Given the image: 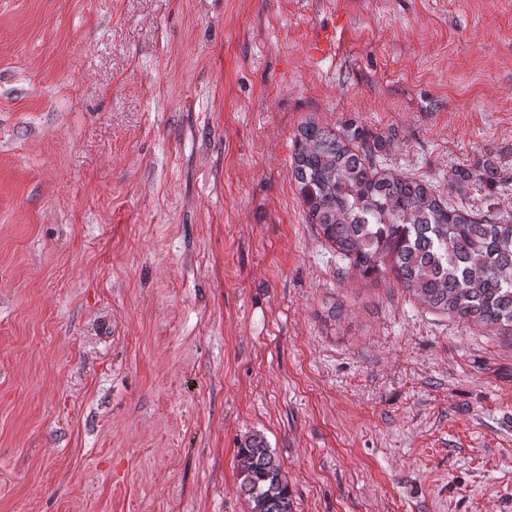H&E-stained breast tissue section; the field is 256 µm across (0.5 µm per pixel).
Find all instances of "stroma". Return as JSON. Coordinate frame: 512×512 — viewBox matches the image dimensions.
I'll list each match as a JSON object with an SVG mask.
<instances>
[{"instance_id": "stroma-1", "label": "stroma", "mask_w": 512, "mask_h": 512, "mask_svg": "<svg viewBox=\"0 0 512 512\" xmlns=\"http://www.w3.org/2000/svg\"><path fill=\"white\" fill-rule=\"evenodd\" d=\"M308 119L512 216V0H0V512H247L255 432L292 512H512V336L346 269ZM500 173L491 165L481 169L477 174L472 171L458 170L452 175V184L461 185L474 183L485 187H493L500 182Z\"/></svg>"}]
</instances>
